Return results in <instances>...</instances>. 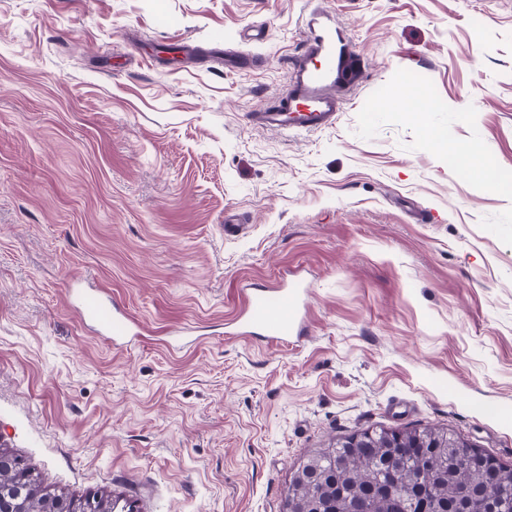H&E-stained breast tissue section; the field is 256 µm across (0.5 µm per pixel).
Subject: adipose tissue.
Masks as SVG:
<instances>
[{"label":"adipose tissue","instance_id":"1","mask_svg":"<svg viewBox=\"0 0 512 512\" xmlns=\"http://www.w3.org/2000/svg\"><path fill=\"white\" fill-rule=\"evenodd\" d=\"M394 104L399 109L413 113L417 122L422 123L423 134L427 141L433 144L439 150L450 151L459 165L467 172L476 176L488 185H498V172L496 167L488 161L477 144L449 145L447 137L438 129L425 125V115L430 110V104L427 98L419 91L404 87L401 88Z\"/></svg>","mask_w":512,"mask_h":512}]
</instances>
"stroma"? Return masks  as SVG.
<instances>
[{
  "mask_svg": "<svg viewBox=\"0 0 512 512\" xmlns=\"http://www.w3.org/2000/svg\"><path fill=\"white\" fill-rule=\"evenodd\" d=\"M326 1L363 81L333 128L281 134L249 115L319 0H0V450L42 485L282 512L303 459L378 427L512 465V0ZM188 42L243 65L178 68ZM406 85L502 186L389 109ZM77 280L135 342L82 325ZM294 280L302 338L232 335ZM450 154L457 160L467 172L476 176L488 185L497 186L499 183L496 167L488 161L481 149L475 143L455 145L450 148Z\"/></svg>",
  "mask_w": 512,
  "mask_h": 512,
  "instance_id": "35a3bbf8",
  "label": "stroma"
}]
</instances>
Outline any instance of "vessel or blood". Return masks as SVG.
Masks as SVG:
<instances>
[{"instance_id": "vessel-or-blood-1", "label": "vessel or blood", "mask_w": 512, "mask_h": 512, "mask_svg": "<svg viewBox=\"0 0 512 512\" xmlns=\"http://www.w3.org/2000/svg\"><path fill=\"white\" fill-rule=\"evenodd\" d=\"M307 26L311 37L291 61L286 89L273 106L252 115L253 123L261 128L280 132L332 128L347 94L361 80L358 55L347 35L323 24L315 14ZM72 303L81 319L94 323L112 344L123 345L134 338L131 319L93 289L73 290ZM302 324L301 291L292 286L251 292L237 329L239 334L277 343L299 335Z\"/></svg>"}]
</instances>
